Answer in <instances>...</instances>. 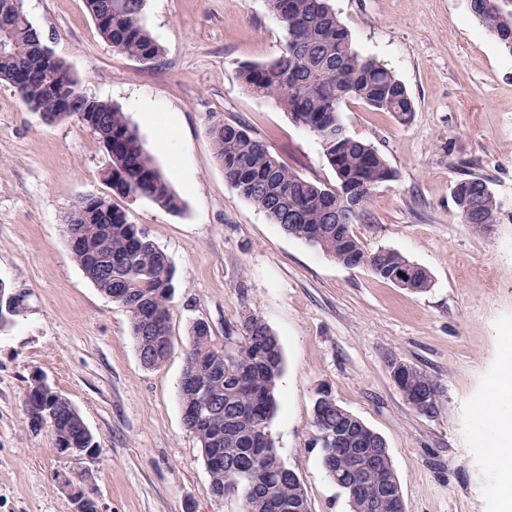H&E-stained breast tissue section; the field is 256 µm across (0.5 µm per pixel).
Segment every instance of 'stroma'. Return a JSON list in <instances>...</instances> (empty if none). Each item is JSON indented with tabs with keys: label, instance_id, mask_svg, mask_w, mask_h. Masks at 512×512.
Here are the masks:
<instances>
[{
	"label": "stroma",
	"instance_id": "1",
	"mask_svg": "<svg viewBox=\"0 0 512 512\" xmlns=\"http://www.w3.org/2000/svg\"><path fill=\"white\" fill-rule=\"evenodd\" d=\"M330 4L356 50L414 103L405 123L356 101L341 120L393 172L352 232L367 251L391 249L426 268L423 293L335 262L225 182L210 135L217 123L243 126L302 178L336 184L318 139L238 78L241 64L285 44L267 0H146L144 24L164 49L150 65L114 51L85 0H23L81 90L126 113L182 208L118 201L176 269L170 351L147 368L126 309L85 277L65 234L75 197L107 191L101 143L76 120L44 123L0 83V281L26 295L0 330V512H73L55 477L77 472L101 512H240L237 498L211 491L178 383L192 321H206L220 344L245 314L280 340L271 432L310 512H351L321 464V389L384 437L406 512H494L498 463L478 447L492 420L476 413L512 350V57L468 0ZM465 170L502 202L498 223L481 231L461 223L454 202ZM395 358L441 385L435 414L403 399L388 368ZM35 373L76 407L99 446L94 460L76 465L48 431L29 428L23 398Z\"/></svg>",
	"mask_w": 512,
	"mask_h": 512
}]
</instances>
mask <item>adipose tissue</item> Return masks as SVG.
Listing matches in <instances>:
<instances>
[{
  "label": "adipose tissue",
  "instance_id": "adipose-tissue-1",
  "mask_svg": "<svg viewBox=\"0 0 512 512\" xmlns=\"http://www.w3.org/2000/svg\"><path fill=\"white\" fill-rule=\"evenodd\" d=\"M493 396L490 411L494 423L485 452L500 463L499 482L508 488L512 486V360L503 362Z\"/></svg>",
  "mask_w": 512,
  "mask_h": 512
}]
</instances>
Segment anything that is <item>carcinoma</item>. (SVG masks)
Wrapping results in <instances>:
<instances>
[{"label":"carcinoma","mask_w":512,"mask_h":512,"mask_svg":"<svg viewBox=\"0 0 512 512\" xmlns=\"http://www.w3.org/2000/svg\"><path fill=\"white\" fill-rule=\"evenodd\" d=\"M0 0V37L10 54L0 59V83L31 111L56 123L90 116L99 141L112 142V157L100 177L112 217L74 225L81 247L72 249L75 261L105 296L112 295L129 314L136 351L145 366L163 363L156 357L154 337H170V303L175 292V268L168 255L136 224L113 197L133 194L172 212L182 207L171 187L122 110L108 100L85 95L70 64L56 53L42 52L44 40L30 20L7 13ZM103 40L120 53L149 64L163 47L143 23L145 0H86ZM271 12L283 23L287 39L281 52L265 63L239 67L238 77L254 94L271 98L292 119L321 142L336 173L330 188L306 180L285 166L267 145L244 127L222 123L211 127L214 158L224 180L241 197L265 213L289 235L349 267H366L375 275L399 279L413 292H424L432 280L427 269L400 253L381 249L367 252L351 225L367 214L374 189L392 179V170L371 145L352 137L336 144V130L344 128L342 105L358 101L391 112L405 123L414 104L404 85L388 70L353 46L352 36L329 0H268ZM471 12L512 57V5L505 0H475ZM456 188L461 223L478 231L497 223L502 203L479 176L468 174ZM226 348L215 343L206 322L193 321L186 348L185 368L204 380L213 410L188 429L202 452L218 449L224 470L215 471L214 486L245 503L241 512H309L298 476L283 466L271 470L279 458L271 433L277 408V381L283 368L277 336L255 315L227 328ZM394 380L401 394L428 388L432 408H438L440 385L419 368L394 359ZM47 408L58 414L51 434L56 448H90L84 438L63 423L67 398L49 389L23 400L26 418ZM320 434L339 435L335 454L322 452L327 475L341 487L352 512H394L398 478L378 454L383 437L337 403L313 409Z\"/></svg>","instance_id":"carcinoma-1"}]
</instances>
